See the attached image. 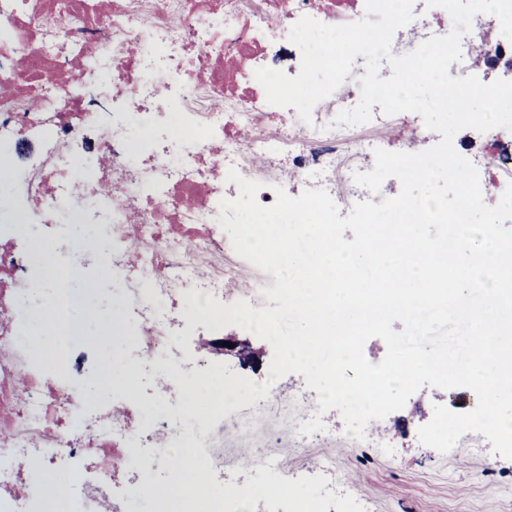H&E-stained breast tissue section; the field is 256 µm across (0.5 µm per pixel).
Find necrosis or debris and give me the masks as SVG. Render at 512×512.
<instances>
[{
  "instance_id": "obj_1",
  "label": "necrosis or debris",
  "mask_w": 512,
  "mask_h": 512,
  "mask_svg": "<svg viewBox=\"0 0 512 512\" xmlns=\"http://www.w3.org/2000/svg\"><path fill=\"white\" fill-rule=\"evenodd\" d=\"M365 15V0H0V131L40 139L41 161L23 190L42 216L32 221L21 208L0 224V512H127L157 463L174 454L196 489L156 500L157 512H250L256 499L285 493L276 459L266 457L251 468L269 481L209 494L214 477L197 471V440L218 424L245 428L247 415L189 409L183 380L206 363L178 346L202 332L224 340L204 310L208 299L231 300L239 273L219 233L229 171L261 182L264 206L292 182L324 189L346 208L383 201L354 175L373 169L384 137L335 123L360 99L364 56L308 124L295 108L269 104L254 77L274 50V29L305 16L335 26ZM228 60L239 63L235 92L224 84ZM104 66L123 109L94 127L76 106ZM18 72L26 81L14 82ZM75 198L71 221L98 225L106 242L99 263L121 313L112 328L134 339L135 376L154 374V406L137 384L108 406H90L63 374L67 346L46 355L32 341L41 263L17 243L37 240L73 259L82 247L66 239L58 216ZM63 457L70 492L54 504L42 486L47 466ZM119 472L133 480L117 495Z\"/></svg>"
}]
</instances>
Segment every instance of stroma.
<instances>
[{"label": "stroma", "instance_id": "obj_1", "mask_svg": "<svg viewBox=\"0 0 512 512\" xmlns=\"http://www.w3.org/2000/svg\"><path fill=\"white\" fill-rule=\"evenodd\" d=\"M423 117L415 112L394 114L385 134L386 148L393 152L424 150L415 139L414 128L423 126ZM512 143V131L500 134L482 133L473 129L459 131L453 144L466 157H483L488 162L486 182L505 190L512 182V172L498 168L496 161L503 145ZM95 255H81L71 266L48 259L45 278L66 280L74 305L94 309L103 319H111L112 311L104 303L94 301L86 286L95 281ZM225 335L248 342L255 359L244 365L237 358L225 357L223 376L246 373L253 379L267 377L273 356L271 345L244 330L230 325ZM73 368L71 376L82 386L85 399L92 404L108 405L128 388L131 377L125 359L131 347L121 336H79L68 342ZM218 375V376H221ZM217 375L208 372L191 376L187 385L194 388L199 399H217ZM305 378L289 373L276 381L262 410L250 413L246 432L225 425L215 426L205 437L201 450L207 468L220 469L226 481L249 483L251 475L239 462L242 450L253 457H276L288 484L305 499L327 503L330 512H512V459L496 453L482 434L469 432L460 437L456 448L441 453L422 444L418 430L433 416L434 405L455 407L457 411L472 410L477 398L471 392L423 386L408 399L403 409L390 413L373 423L375 445L361 447L345 432L339 410L328 411L336 428V438L319 441L313 448L294 443L291 428L301 411L300 405L289 404V385H304ZM329 456L336 475L349 484L329 489L319 466L322 456Z\"/></svg>", "mask_w": 512, "mask_h": 512}]
</instances>
